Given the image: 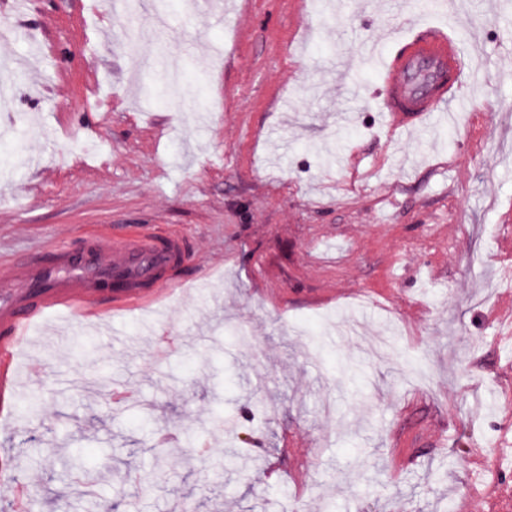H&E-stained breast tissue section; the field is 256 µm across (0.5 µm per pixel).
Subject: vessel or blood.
<instances>
[{"instance_id": "obj_1", "label": "vessel or blood", "mask_w": 512, "mask_h": 512, "mask_svg": "<svg viewBox=\"0 0 512 512\" xmlns=\"http://www.w3.org/2000/svg\"><path fill=\"white\" fill-rule=\"evenodd\" d=\"M383 39L391 50L380 70L379 108L393 126L420 128L447 112L465 81L457 32L423 25L419 10L402 14ZM192 242L177 234L141 232L128 238L99 229L80 248L59 244L0 267V399L12 387L15 349L49 310L64 308L80 321L111 301L130 310L173 287Z\"/></svg>"}]
</instances>
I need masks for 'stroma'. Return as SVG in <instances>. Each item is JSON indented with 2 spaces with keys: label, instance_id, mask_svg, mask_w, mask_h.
<instances>
[{
  "label": "stroma",
  "instance_id": "stroma-1",
  "mask_svg": "<svg viewBox=\"0 0 512 512\" xmlns=\"http://www.w3.org/2000/svg\"><path fill=\"white\" fill-rule=\"evenodd\" d=\"M150 7L167 36L44 0L0 38V261L103 227L194 244L154 309L50 312L19 346L41 402L0 418V457L31 512H490L512 488V0L462 101L410 134L358 57L381 24L361 0H312L306 31L290 0ZM158 55L179 99L142 95Z\"/></svg>",
  "mask_w": 512,
  "mask_h": 512
}]
</instances>
